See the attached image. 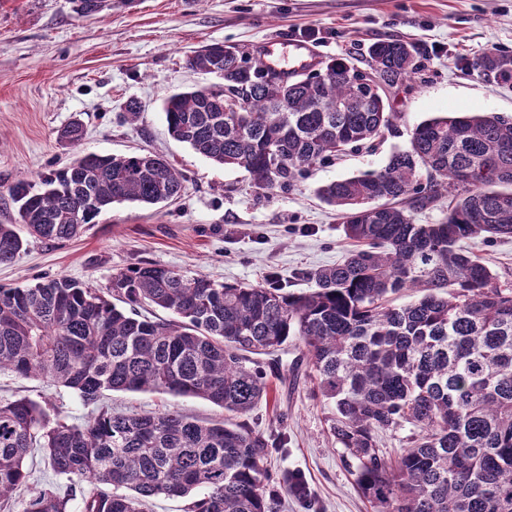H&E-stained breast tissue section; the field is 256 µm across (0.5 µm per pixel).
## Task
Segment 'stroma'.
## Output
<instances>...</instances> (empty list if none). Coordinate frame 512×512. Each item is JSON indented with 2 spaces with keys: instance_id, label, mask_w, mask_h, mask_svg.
Wrapping results in <instances>:
<instances>
[{
  "instance_id": "stroma-1",
  "label": "stroma",
  "mask_w": 512,
  "mask_h": 512,
  "mask_svg": "<svg viewBox=\"0 0 512 512\" xmlns=\"http://www.w3.org/2000/svg\"><path fill=\"white\" fill-rule=\"evenodd\" d=\"M389 36L414 42L419 66L387 92L392 126L372 147L318 164L293 185L258 188L246 171L215 166L168 132L164 100L217 81L187 64L201 46L232 43L256 58L266 42L300 40L312 63L347 58L362 69L368 46ZM491 49L512 53V0H112L88 17L74 13L72 0H0V224L26 235L8 187L24 182L40 192L43 177L85 154L144 149L185 177L182 196L165 206L124 202L78 239L29 238L13 263L0 266V286L64 275L103 288L116 271L147 262L223 283L273 277L288 292H308L299 270L336 265L353 248L319 186L380 170L409 148L419 123L441 113L512 117V83L485 81L474 69ZM132 98L142 105L133 121L124 109ZM76 118L85 133L72 147L59 133ZM467 246L500 283L512 284V237ZM302 350L294 338L280 350L282 375L270 377L268 402L246 422L266 433L285 429L288 445L273 455L271 470L301 471L321 512H373L328 432V409L313 394ZM22 397L75 424L88 413L70 389L0 371V401ZM100 404L116 412L174 409L202 421L225 416L203 399L157 392L107 391Z\"/></svg>"
}]
</instances>
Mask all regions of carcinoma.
<instances>
[{
	"label": "carcinoma",
	"mask_w": 512,
	"mask_h": 512,
	"mask_svg": "<svg viewBox=\"0 0 512 512\" xmlns=\"http://www.w3.org/2000/svg\"><path fill=\"white\" fill-rule=\"evenodd\" d=\"M414 53L406 40L379 39L368 67L392 87L415 74ZM188 65L217 69L223 83L168 97L170 135L217 166L245 170L258 188L373 143L394 118L386 96H352L347 75L356 67L343 60L293 79L251 64L243 48L212 43ZM475 67L488 79L512 76V54L488 51ZM82 136L78 121L59 134L70 145ZM183 183L157 155L92 153L45 177L39 193L21 183L9 193L30 236L60 242L115 203H163ZM445 183L443 219L414 223L412 211L438 200ZM317 192L338 209L355 249L301 273L314 284L308 294L151 263L113 273L104 291L66 276L0 287V369L48 377L91 408L80 426L50 422L25 398L0 402V500L27 480L26 458L39 448L74 486L62 493L46 484L21 512H72L77 498L79 512H146L162 495L186 499L187 512H279L283 494L311 512L304 475L269 469L281 441L231 421L270 396L251 356H270L278 373L272 354L294 336L314 394L330 408V434L375 512H512V285L500 286L462 245L512 237V122L471 112L427 119L380 171ZM23 247L15 225L0 224V265ZM405 288L425 294L392 305ZM144 305L171 318H143ZM105 391L199 397L229 418L113 413L97 407ZM403 429L407 448L386 457L380 434Z\"/></svg>",
	"instance_id": "obj_1"
}]
</instances>
